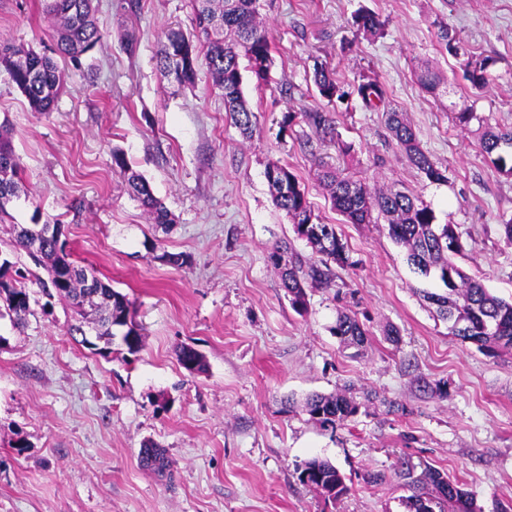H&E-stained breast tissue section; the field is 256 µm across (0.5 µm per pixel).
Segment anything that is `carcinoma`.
<instances>
[{
    "instance_id": "obj_1",
    "label": "carcinoma",
    "mask_w": 512,
    "mask_h": 512,
    "mask_svg": "<svg viewBox=\"0 0 512 512\" xmlns=\"http://www.w3.org/2000/svg\"><path fill=\"white\" fill-rule=\"evenodd\" d=\"M258 8L259 0H193L197 36L168 29L156 58L159 73L165 78L174 76L180 85L193 84L199 66H206L222 91L224 110L249 138L253 136L256 115L244 97L240 61L247 60V69L260 86L268 85L271 67V44L259 27ZM45 11L56 27L53 53L71 63H78L101 41L94 0H46ZM353 25L373 35L383 28L378 16L367 10L354 16ZM438 38L449 55L467 57L464 73L471 88L480 90L490 81L493 60L468 53L449 26L440 28ZM0 68L25 96L32 111H53L65 82V73L53 58L0 39ZM417 81L428 93L444 84V78L427 64L417 73ZM313 82L319 95L329 103L343 102L355 94L369 110L385 108L387 130L411 163L432 182L448 181L445 171L420 147L403 114L387 108V91L379 80L364 78L348 89L334 70L320 64L313 69ZM452 119L460 127L477 122L483 152L500 174L512 176L511 128L490 125L485 117L466 105L453 113ZM112 162L153 223H174L172 214L155 197L148 181L132 170L123 154L113 153ZM20 171V158L13 148L10 128L3 121L0 123V220L8 215L6 205L23 192ZM265 178L275 207L288 216L296 237L305 241L313 253L322 256V260L315 262L289 243L276 245L270 253L281 287L293 309L299 311L307 305V287L329 282L328 262L348 264L346 245L333 225L321 223L314 214L305 187L288 166L279 162L269 164ZM322 180L329 190L332 207L348 222L384 221L389 237L406 249L407 261L416 273L443 284L442 292L426 291L423 298L436 306L439 317L448 322L451 334L489 352L512 347V301L490 293L452 261L451 256L462 252L456 225L437 223L431 205L412 192L376 191L363 179L342 177L330 170L323 173ZM29 258L48 273V280L39 281L41 291L66 303L78 316L69 328L71 337L81 336L80 344L104 355L112 344L114 330L118 329L128 351L134 353L140 349L143 328L133 320L132 302L101 280L93 268L75 264L67 250V240L47 237L42 241L40 254H31ZM27 280V270L16 267L8 258L0 261V317L9 316L17 328L24 327L28 316L33 314ZM87 321L95 326L92 341L83 337ZM334 332L349 345L361 346L367 342V332L346 313L337 315ZM178 361L190 372H200L205 366L203 356L192 347L183 348ZM304 410L310 419L334 428L354 416L358 404L341 393L316 394L306 399ZM139 463L150 474L169 480L173 477L165 450L154 442L140 449ZM296 471L302 484L327 500L335 501L350 491L345 476L328 460L308 459ZM399 478L411 491L404 500L407 512H484L471 492L435 468L427 467L416 475L407 466L400 471Z\"/></svg>"
}]
</instances>
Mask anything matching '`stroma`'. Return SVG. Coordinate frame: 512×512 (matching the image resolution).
Returning a JSON list of instances; mask_svg holds the SVG:
<instances>
[{"instance_id":"stroma-1","label":"stroma","mask_w":512,"mask_h":512,"mask_svg":"<svg viewBox=\"0 0 512 512\" xmlns=\"http://www.w3.org/2000/svg\"><path fill=\"white\" fill-rule=\"evenodd\" d=\"M95 6L103 38L81 65L65 64L54 111H31L0 70V118L27 190L0 223V250H11L13 225H62L74 259L132 301L144 336L134 353L114 338L103 356L69 337L62 303L21 329L0 319V512H406L405 464L447 473L485 512L512 503V349L488 353L449 334L421 296L441 283L414 272L386 225L346 223L318 181L335 167L421 196L438 223L456 224L463 270L512 299V244L498 224L512 217V177L451 119L465 100L512 128V0H260L273 63L269 86L243 76L257 118L249 138L206 67L181 88L156 70L163 32L193 28L190 0ZM363 8L383 21L381 35L354 27ZM443 23L472 54L493 58L483 90L442 49ZM0 37L38 52L54 46L40 0H0ZM318 61L348 83L379 79L447 182L410 164L383 113L322 99ZM422 61L440 69L445 88L421 89ZM309 111L326 113L331 134L308 124ZM116 151L172 213L169 230L129 194L112 168ZM271 162L301 179L349 256L330 282L308 288L301 312L269 254L287 240L311 249L272 202ZM156 241L186 264L160 260ZM340 311L366 330L364 347L333 335ZM186 346L204 355L205 371L179 364ZM336 392L359 404L336 428L302 411L308 395ZM149 440L166 449L172 479L140 467ZM314 457L336 465L348 494L328 501L298 481L297 465Z\"/></svg>"}]
</instances>
